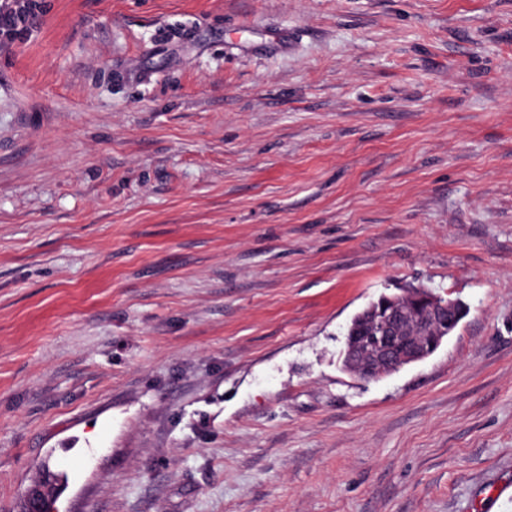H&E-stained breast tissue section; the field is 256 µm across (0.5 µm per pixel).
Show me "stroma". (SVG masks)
<instances>
[{"instance_id": "1", "label": "stroma", "mask_w": 512, "mask_h": 512, "mask_svg": "<svg viewBox=\"0 0 512 512\" xmlns=\"http://www.w3.org/2000/svg\"><path fill=\"white\" fill-rule=\"evenodd\" d=\"M0 44V512H512V0H39ZM423 284L429 358L344 372ZM402 289L360 314L377 333L374 340L367 339L363 328L349 326L344 371L361 380H378L425 360L448 338L441 333L451 320L453 302L426 287ZM40 469L43 472V482L47 480L55 485L29 482L21 493L24 512H56L54 504L63 490V482L55 475L54 471L48 468V465L44 464ZM55 480L59 482H55ZM47 487L53 488L51 494H47Z\"/></svg>"}]
</instances>
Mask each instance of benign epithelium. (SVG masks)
Returning a JSON list of instances; mask_svg holds the SVG:
<instances>
[{"label":"benign epithelium","mask_w":512,"mask_h":512,"mask_svg":"<svg viewBox=\"0 0 512 512\" xmlns=\"http://www.w3.org/2000/svg\"><path fill=\"white\" fill-rule=\"evenodd\" d=\"M451 307L452 301L426 287L405 288L370 304L364 310L366 326L377 336L369 340L364 329L349 326L344 371L361 380H378L425 360L444 341L442 327L451 320ZM41 471L43 479L53 483L52 493L46 492L44 483L29 482L21 493L25 512H56L63 482L48 465Z\"/></svg>","instance_id":"1"}]
</instances>
